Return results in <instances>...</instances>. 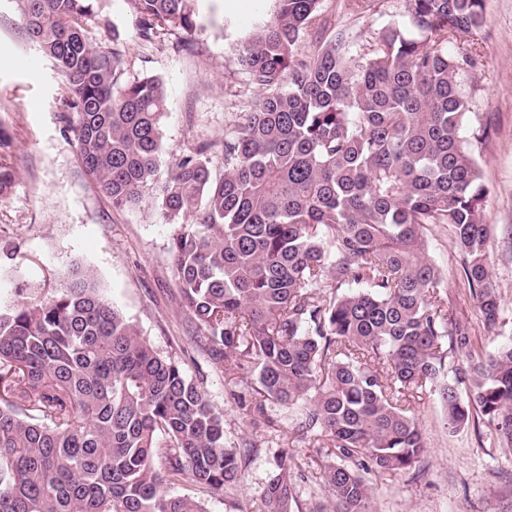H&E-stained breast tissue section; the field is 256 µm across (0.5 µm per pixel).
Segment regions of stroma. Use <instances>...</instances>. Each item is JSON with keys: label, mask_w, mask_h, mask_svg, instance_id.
<instances>
[{"label": "stroma", "mask_w": 512, "mask_h": 512, "mask_svg": "<svg viewBox=\"0 0 512 512\" xmlns=\"http://www.w3.org/2000/svg\"><path fill=\"white\" fill-rule=\"evenodd\" d=\"M275 7V0H199L195 48L189 52L182 50L177 30L141 39L129 0H97L86 20L89 37L102 47L118 45L122 80L150 74L166 85L161 170L188 148L207 142L214 169L223 172L224 136L259 96L238 62L239 41ZM324 10L326 35L345 31L364 40L402 21L404 0H366L357 13L345 8L344 0H324ZM476 48L478 64L466 85L474 114L461 135L489 190L485 221L501 327L484 328L461 276L451 228L431 224L425 235L445 280L449 312L474 326V347L488 355L512 340V0H486ZM64 96L52 62L28 41L19 0H0V127L11 137L0 161L17 172L14 187L0 201V247L14 248L7 264L34 288L50 271L61 275L77 266L93 272L108 299L154 349L177 359L207 392L224 416L226 445L254 449L233 498L207 496L209 512H254L278 449L306 456L313 450L290 433V414L276 401H267L261 416L238 404L237 395L256 381V365L239 379L211 372L175 280L168 251L173 225L159 222L147 203L113 208L99 184L84 173L74 141L62 128ZM486 121L491 124L488 137L474 141V125ZM411 407L428 448L423 473L374 477L376 512H512V455L501 450L493 426L479 421L449 433L440 399L428 390L412 399Z\"/></svg>", "instance_id": "stroma-1"}]
</instances>
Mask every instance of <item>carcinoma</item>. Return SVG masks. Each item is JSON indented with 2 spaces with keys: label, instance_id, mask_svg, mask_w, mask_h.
<instances>
[{
  "label": "carcinoma",
  "instance_id": "1",
  "mask_svg": "<svg viewBox=\"0 0 512 512\" xmlns=\"http://www.w3.org/2000/svg\"><path fill=\"white\" fill-rule=\"evenodd\" d=\"M96 0H21L29 39L63 78L60 120L85 173L118 209L151 195L177 226L174 275L211 369L257 361L249 403L304 406L293 431L331 461L317 512H373L367 475L410 472L426 448L411 399L439 393L448 432L477 411L512 453V341L474 353L424 230L453 228L461 274L485 326L501 323L488 261L487 188L461 137L485 0H405L406 20L306 55L324 0H278L239 47L261 96L224 138V174L200 144L160 175L167 89L119 82L121 51L83 25ZM139 36L162 28L193 49L195 0H129ZM16 171L0 161V197ZM0 512H208L189 483L233 494L251 450L224 442V417L179 361L160 355L74 269L32 293L0 268ZM467 352L471 360L453 365ZM300 464L278 450L253 512H302Z\"/></svg>",
  "mask_w": 512,
  "mask_h": 512
}]
</instances>
